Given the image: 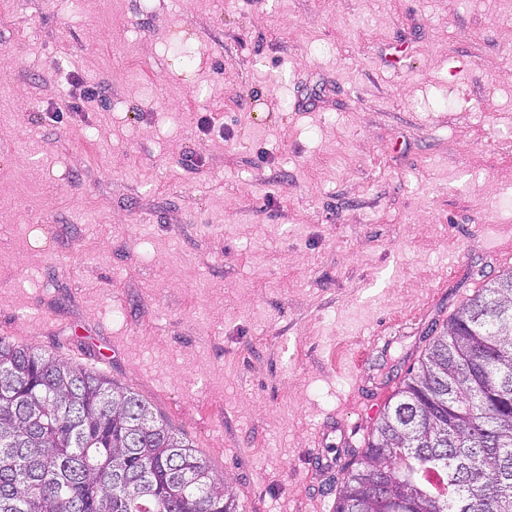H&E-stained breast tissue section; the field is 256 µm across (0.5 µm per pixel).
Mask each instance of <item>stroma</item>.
<instances>
[{
  "instance_id": "1",
  "label": "stroma",
  "mask_w": 512,
  "mask_h": 512,
  "mask_svg": "<svg viewBox=\"0 0 512 512\" xmlns=\"http://www.w3.org/2000/svg\"><path fill=\"white\" fill-rule=\"evenodd\" d=\"M72 75L103 96L53 122ZM510 270L512 0H0V336L133 392L240 512H332Z\"/></svg>"
}]
</instances>
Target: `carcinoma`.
<instances>
[{
	"label": "carcinoma",
	"mask_w": 512,
	"mask_h": 512,
	"mask_svg": "<svg viewBox=\"0 0 512 512\" xmlns=\"http://www.w3.org/2000/svg\"><path fill=\"white\" fill-rule=\"evenodd\" d=\"M0 512H239L144 401L0 337ZM333 512H512V272L429 337Z\"/></svg>",
	"instance_id": "obj_1"
}]
</instances>
